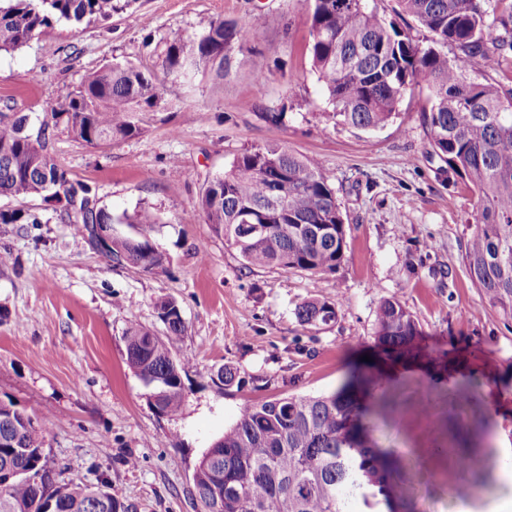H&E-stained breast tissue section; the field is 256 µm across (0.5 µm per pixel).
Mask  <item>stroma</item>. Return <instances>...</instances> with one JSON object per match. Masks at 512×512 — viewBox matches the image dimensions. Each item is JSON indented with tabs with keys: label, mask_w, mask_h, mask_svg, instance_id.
Instances as JSON below:
<instances>
[{
	"label": "stroma",
	"mask_w": 512,
	"mask_h": 512,
	"mask_svg": "<svg viewBox=\"0 0 512 512\" xmlns=\"http://www.w3.org/2000/svg\"><path fill=\"white\" fill-rule=\"evenodd\" d=\"M311 0H132L107 24H55L54 34L0 53V112L38 117L106 64L159 66L168 31L201 32L216 17L254 16L258 50L224 84L205 75L168 82L138 113L141 134L106 148L57 130L54 155L114 214L147 209L164 270L108 261L41 198L0 196L34 224H0V398L47 427L45 452L64 478L107 488L129 512H201L193 474L243 406L335 391L372 354L376 310L398 300L416 319L428 371L385 382L397 403L374 437L408 448L423 467L411 512H458L450 487L512 467L495 448L461 471L437 454L461 423L487 417L512 438V318L490 306L464 261L475 195L429 155L425 86L383 129L363 132L329 114L307 52ZM284 111L281 123L265 113ZM277 143L317 156L337 190L346 247L332 273L246 268L204 221L181 222L207 182L245 148ZM340 298L334 323H298V304ZM187 325L175 355L192 362L179 415H158L126 361L133 326L163 334L159 300ZM240 382L219 388L224 365Z\"/></svg>",
	"instance_id": "obj_1"
}]
</instances>
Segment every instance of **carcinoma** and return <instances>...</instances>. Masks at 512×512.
I'll use <instances>...</instances> for the list:
<instances>
[{
    "label": "carcinoma",
    "instance_id": "obj_1",
    "mask_svg": "<svg viewBox=\"0 0 512 512\" xmlns=\"http://www.w3.org/2000/svg\"><path fill=\"white\" fill-rule=\"evenodd\" d=\"M311 65L337 122L365 132L386 126L404 95L427 82L422 120L432 154L475 194V224L464 264L488 302L512 316V89L476 83L473 62L498 70L512 52V0H397L400 11L432 33L421 47L410 32L381 15L372 0H312ZM129 6L121 0H4L0 4V51L46 37L53 23L106 22ZM251 17L216 18L199 35L172 30L163 41L161 73L133 63H109L87 75L65 108L43 105L53 126L32 136L26 115L0 118V196L64 202L79 234L92 224H126L103 251L110 262L142 272L165 268L154 244L156 217L148 210L115 215L87 185L75 181L52 153L55 128L76 141L103 148L139 133L135 114L155 107L165 83L192 73L221 83L249 62L256 50L245 35ZM453 43V58L437 46ZM203 219L240 254L249 268L333 271L345 247L344 218L336 188L320 161L277 144L250 147L224 174L211 180L182 220ZM22 209L0 210V224H35ZM336 300L310 298L295 309L311 328L337 318ZM159 309L162 335L130 327L124 336L127 363L150 391L156 413L172 417L185 401L181 373L189 356L176 358L172 342L185 334L178 304ZM421 332L397 300L376 311L375 339L388 358L419 356ZM379 377L351 374L327 396H283L245 406L236 423L215 441L194 476L202 512H377L381 499L410 479L400 454L380 453L369 439L375 427L360 412ZM47 429L8 401H0V512H123L103 488L52 475L45 454ZM457 463H473L466 438L450 442Z\"/></svg>",
    "mask_w": 512,
    "mask_h": 512
}]
</instances>
